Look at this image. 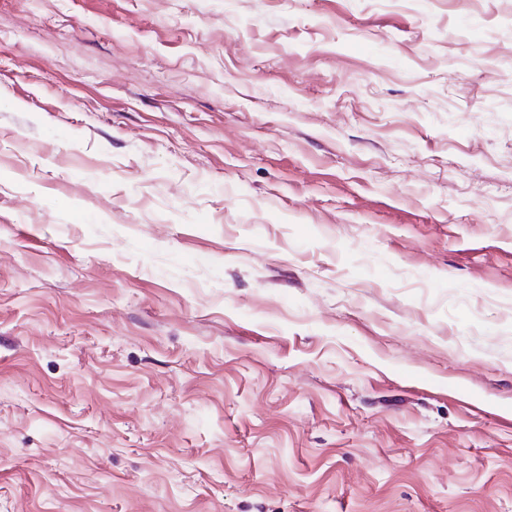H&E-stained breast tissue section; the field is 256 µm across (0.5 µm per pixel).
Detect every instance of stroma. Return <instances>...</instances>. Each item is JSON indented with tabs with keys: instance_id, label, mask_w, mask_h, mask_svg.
<instances>
[{
	"instance_id": "stroma-1",
	"label": "stroma",
	"mask_w": 512,
	"mask_h": 512,
	"mask_svg": "<svg viewBox=\"0 0 512 512\" xmlns=\"http://www.w3.org/2000/svg\"><path fill=\"white\" fill-rule=\"evenodd\" d=\"M0 512H512V0H0Z\"/></svg>"
}]
</instances>
